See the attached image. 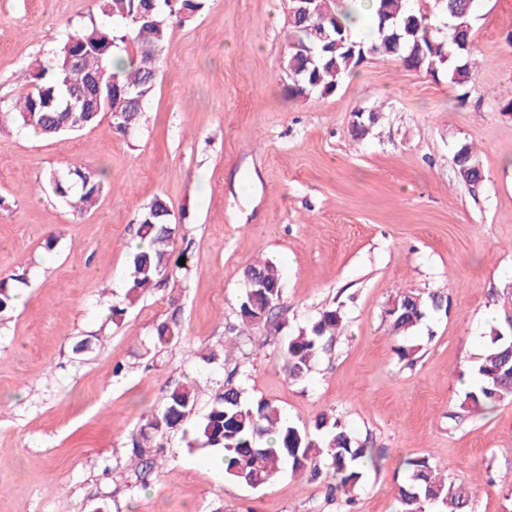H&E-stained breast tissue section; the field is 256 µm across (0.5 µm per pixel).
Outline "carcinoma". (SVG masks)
Returning <instances> with one entry per match:
<instances>
[{
  "instance_id": "cac0c4a2",
  "label": "carcinoma",
  "mask_w": 512,
  "mask_h": 512,
  "mask_svg": "<svg viewBox=\"0 0 512 512\" xmlns=\"http://www.w3.org/2000/svg\"><path fill=\"white\" fill-rule=\"evenodd\" d=\"M100 0V23L78 34L68 33L56 50L51 67L32 65L35 90L22 93L10 102L0 101V131L10 127L31 129L44 137L80 131L111 116L113 129L127 134V117L135 116L133 126L142 121L157 79L160 56L173 23L182 24L201 13L206 0ZM373 37L358 39L340 19L339 0H318L316 14L306 22L288 21L289 37L283 50L281 75L296 74L300 86L288 81L285 91L294 100L315 94L329 95L344 75L370 56H389L406 68L418 66L436 78L442 72L455 83L470 74V51L457 49L458 39L472 38L474 0H433L437 13L448 17V29L439 37L433 31L431 15L423 0H371ZM151 10L154 23L147 29L136 19V6ZM325 30L336 40L327 50L315 32ZM314 48L315 62L298 46ZM135 47L128 65L118 66L119 50ZM381 113L369 111L360 118L356 137L363 140L380 121ZM454 161L458 178L469 187L482 182L483 175L472 148L458 147ZM47 185L74 213L92 210L105 186L103 173L72 163L49 173ZM140 243L133 253L124 291L112 297L108 310L112 322L119 323L127 308L142 297L171 265L177 238V224L168 204L155 199L138 215ZM267 284L245 290L238 302L239 323L229 328L236 337L253 341L249 330L262 322H280L283 302L281 276L271 262L249 267ZM27 284V270L0 278V316L9 314L21 286ZM442 296L423 297L413 291L397 293L385 310V317L396 336H409L432 312L443 310ZM342 324L340 308L328 306L306 327L288 336L281 344V358L288 379L304 380L318 354L331 349ZM180 338L175 320L157 324L153 349L161 352ZM248 375L234 367L224 378L208 412L196 427L197 439L211 450L228 478L251 488H259L286 471L293 475L320 476L321 469L332 473L333 492L344 497L345 506L355 501L364 471L376 465L373 450L358 442L350 429L334 415L323 414L315 431L302 430L286 421L283 408L266 398L249 399L243 382ZM198 387L190 381L165 384L162 405L146 417L131 441L129 455L136 461L137 478L145 480L152 472L162 440L178 430L194 411ZM512 398V312L485 336V353L476 366V383L464 393L460 407L489 411ZM407 482L399 490V512H467L468 488L448 480L427 457L405 461Z\"/></svg>"
}]
</instances>
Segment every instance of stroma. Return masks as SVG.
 <instances>
[{"label": "stroma", "instance_id": "1", "mask_svg": "<svg viewBox=\"0 0 512 512\" xmlns=\"http://www.w3.org/2000/svg\"><path fill=\"white\" fill-rule=\"evenodd\" d=\"M98 18L99 0H0V101L30 87L33 59L51 64L66 33ZM287 27L286 0H209L173 29L136 131L116 134L105 115L55 139L0 135V277L28 274L23 304L0 318V512H343L326 498L331 475L252 489L180 430L140 487L128 448L165 382L197 381L195 422L236 366L247 397L276 401L291 423L310 430L333 414L375 448L355 512H398L404 461L422 456L471 488L475 512H512V399L484 414L459 407L512 284V112L501 109L512 0H478L462 84L375 56L334 93L291 100L279 68ZM359 109L382 114L361 141ZM464 143L485 176L474 189L453 161ZM72 163L106 172L81 216L43 186ZM158 198L188 273L163 275L113 324L106 301L124 287L135 217ZM266 260L281 273L287 325L225 351L242 272ZM402 290L448 301L416 328L410 363L384 314ZM330 305L343 316L331 351L289 381L281 342ZM170 318L178 343L146 364ZM84 338L91 350L73 354ZM212 350L227 362L204 363Z\"/></svg>", "mask_w": 512, "mask_h": 512}]
</instances>
